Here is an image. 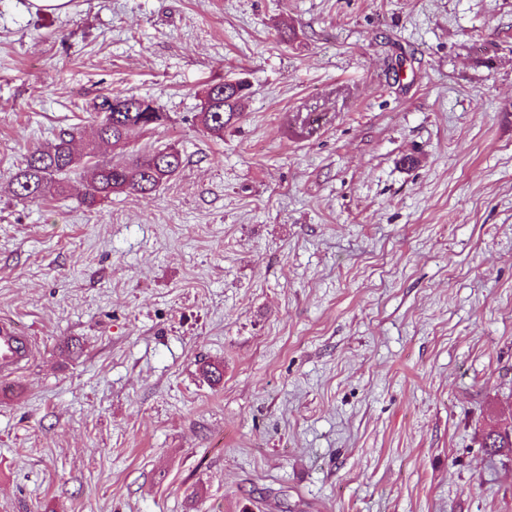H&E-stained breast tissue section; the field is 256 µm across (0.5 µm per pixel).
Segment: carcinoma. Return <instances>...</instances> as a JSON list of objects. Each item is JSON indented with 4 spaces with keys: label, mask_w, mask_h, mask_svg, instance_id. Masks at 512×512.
Returning a JSON list of instances; mask_svg holds the SVG:
<instances>
[{
    "label": "carcinoma",
    "mask_w": 512,
    "mask_h": 512,
    "mask_svg": "<svg viewBox=\"0 0 512 512\" xmlns=\"http://www.w3.org/2000/svg\"><path fill=\"white\" fill-rule=\"evenodd\" d=\"M246 84L220 81L210 84L197 119L211 135L221 137L224 127L238 119ZM92 111L103 114L98 138L116 144L133 131L151 130L168 121L167 113L152 99L135 95H104ZM77 130L64 131L52 142L28 151L14 176L15 194L39 201L66 191L67 176L81 167L87 172L84 203L95 205L116 193L151 194L176 176L183 166L181 152L172 145L154 148L124 164L96 159L94 150L79 157L73 149ZM482 447L495 453L512 448V438L492 429L484 435Z\"/></svg>",
    "instance_id": "carcinoma-1"
}]
</instances>
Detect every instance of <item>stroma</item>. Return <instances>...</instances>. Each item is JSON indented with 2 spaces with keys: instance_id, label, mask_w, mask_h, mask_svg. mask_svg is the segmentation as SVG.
<instances>
[{
  "instance_id": "35a3bbf8",
  "label": "stroma",
  "mask_w": 512,
  "mask_h": 512,
  "mask_svg": "<svg viewBox=\"0 0 512 512\" xmlns=\"http://www.w3.org/2000/svg\"><path fill=\"white\" fill-rule=\"evenodd\" d=\"M69 5L0 0V512H512V0ZM109 93L179 174L16 197ZM246 84L243 81H220L210 84L197 119L211 135L221 137L224 127L238 119ZM114 103L122 104L125 112H114ZM92 111L103 113L98 138L111 144L124 141L132 131L155 129L169 120L154 100L135 95H104L93 104ZM36 344L10 320L0 321V379L11 378L34 357Z\"/></svg>"
}]
</instances>
